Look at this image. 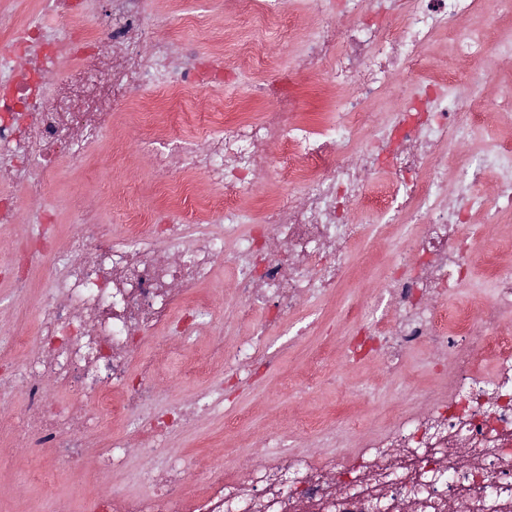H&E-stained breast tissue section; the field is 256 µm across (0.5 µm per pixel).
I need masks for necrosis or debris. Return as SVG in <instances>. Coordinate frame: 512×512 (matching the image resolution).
<instances>
[{
    "instance_id": "obj_1",
    "label": "necrosis or debris",
    "mask_w": 512,
    "mask_h": 512,
    "mask_svg": "<svg viewBox=\"0 0 512 512\" xmlns=\"http://www.w3.org/2000/svg\"><path fill=\"white\" fill-rule=\"evenodd\" d=\"M350 1L372 9L375 21L342 35L330 22L315 27L297 47L291 85L274 80L280 64L269 47L230 32L203 64L194 44L159 34L161 20L146 0H106L96 13L89 0H49L75 35L67 70L58 33L39 18L0 44V182L10 187L0 193V224L15 223L19 197L40 199L61 165L85 163L116 114L156 117L141 149L161 205L127 212L120 238L85 207L67 256L54 251L52 218L42 213L28 257L49 263L53 286L39 301L34 337L14 338L28 350L23 363L0 360V388L25 397L15 426L24 448L80 467L88 435L109 416L138 428L141 454L157 459L144 475L150 493L99 495L89 512H512V331L503 320L512 313V264L486 258L494 288L486 304L439 305L471 277L472 240L462 225L477 213L495 225L512 210V144L472 152L461 168L465 182L500 169L492 197L469 194L449 207L448 154L469 139L483 107L468 75L440 71L398 97L391 113L369 109L396 78L417 72L423 49L440 38L472 64L487 62L498 45L484 31L458 32L482 0L321 3L330 11ZM227 55L235 69H225ZM326 70L355 93L344 111L311 127L295 117V87ZM245 72L259 78V114L243 112L232 94L224 97L237 111L231 121L177 111L186 93L234 85ZM361 127L370 136L359 150ZM382 166L393 189L369 196L366 181ZM268 172L290 192L269 197L256 215L241 197ZM200 178L216 196L197 194ZM356 211L378 215L379 236L402 224L411 232L395 251L385 293L371 314L357 317L351 353L375 354L389 366L416 348L447 354L454 370L444 391L426 412L399 410L386 429L364 433L354 448L339 442L324 457L283 453L280 436L269 433L260 462L241 461L231 473L210 464L198 472L204 492L190 493L189 462L166 454L167 439L211 405L176 403L145 418L159 378L156 358L138 349L159 331L195 336L207 316L195 294L226 260L239 311L255 323L235 351L219 342L214 351L237 381L276 367L280 355L265 336L297 313L301 298L344 283ZM191 213L223 224V233L189 231L182 219ZM61 390L72 395L63 407Z\"/></svg>"
}]
</instances>
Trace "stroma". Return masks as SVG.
I'll return each instance as SVG.
<instances>
[{"label": "stroma", "instance_id": "stroma-1", "mask_svg": "<svg viewBox=\"0 0 512 512\" xmlns=\"http://www.w3.org/2000/svg\"><path fill=\"white\" fill-rule=\"evenodd\" d=\"M149 5L168 18V29L179 37L192 40L200 56H208L213 45L233 31L240 39L262 37L275 49L281 67L292 64L297 42L307 36L316 23L306 9L295 14V36H284L281 24H269L257 30L250 16L236 13L225 0H149ZM490 78L482 86L485 113L473 129L472 139L479 148H491L512 133V119L494 110L499 94L512 91V55L489 62ZM302 106L298 117L310 125L329 119L347 92L333 84L330 75L319 76L315 83L299 91ZM153 127L151 116H143L139 127H131L125 116H115L110 134L97 144L91 159L81 167H66L46 192L44 203L56 215L55 247L65 249L76 230L74 210L83 202L97 208L104 223L121 231L126 208L149 209L159 197L150 166L139 149ZM479 218L464 227L474 239L469 256L472 275L468 284L443 298L447 308L476 306L490 300L491 280L485 272L484 258L495 255L512 262V220L490 230H480ZM408 230L396 228L392 242L374 240L357 233L349 251V275L341 288L329 294L305 298L301 311L290 321L292 327L310 324L307 335L295 336L284 344L280 364L275 371L254 377L249 385L228 386L224 379V361L210 349L212 331H220L226 351L250 335L248 321L225 319V311L236 302L230 288L234 271L230 264L218 268L213 285L202 288L210 316L195 340L181 342L167 337L169 355L159 364L161 391L148 412L156 414L170 404L190 403L219 394L226 413L200 417L175 429L168 437V449L190 457L197 465L222 461L226 470H234L238 460L259 459L265 450V437L276 432L290 445L325 454L329 447L326 433L340 429L350 446L361 440L353 429L351 415H358L373 429H384L392 414L412 407L422 411L440 380L451 370L447 358L418 349L410 352L393 370H385L379 360L366 357L352 362L345 355L346 346L357 332L348 312L355 306H367L382 293L390 275L392 243L404 242ZM49 270L39 263L30 271V286L22 293L10 291L0 282V355L13 363H22L24 354L11 345L13 333L34 331L35 310L46 288ZM126 436L131 447L130 459L123 471L108 472L97 450L111 437ZM94 452L84 461L82 472H74L64 463H56L47 480L30 482L29 473L36 466L25 449L0 436V512H54L58 499H67L71 512H86V504L97 492L141 495L149 487L143 479L150 462L140 456L138 437L133 428L103 418L91 436Z\"/></svg>", "mask_w": 512, "mask_h": 512}]
</instances>
